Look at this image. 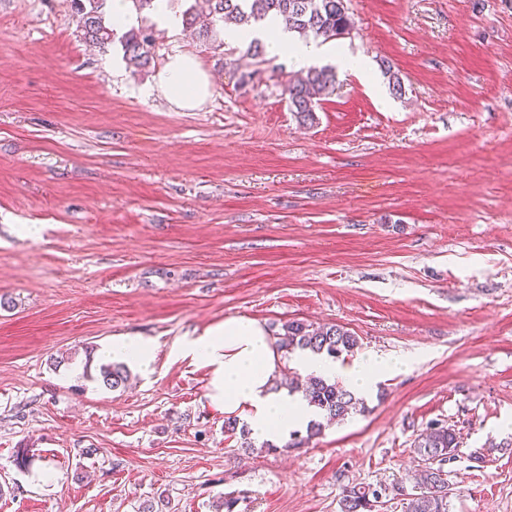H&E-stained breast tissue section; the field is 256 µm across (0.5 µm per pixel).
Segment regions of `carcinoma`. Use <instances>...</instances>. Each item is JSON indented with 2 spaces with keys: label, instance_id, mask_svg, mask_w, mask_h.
<instances>
[{
  "label": "carcinoma",
  "instance_id": "1",
  "mask_svg": "<svg viewBox=\"0 0 512 512\" xmlns=\"http://www.w3.org/2000/svg\"><path fill=\"white\" fill-rule=\"evenodd\" d=\"M210 22L201 30L215 48L223 47L220 34L224 26H257L268 19L282 21L288 31L300 36L333 40L348 35L354 23L347 0H208ZM81 13L85 40L98 47H106L119 40L127 63L135 69L146 68L152 59L153 35L150 27H132L117 35L112 24L105 23V0H73ZM335 74L328 67H312L289 77L284 84L288 106L302 125L313 122L315 107L321 97L334 90ZM283 334L276 347L280 351L309 350L336 358L351 352L359 344L358 337L346 328L333 324L313 326L302 321H289L282 326ZM87 357L84 376L103 387L115 391L125 386L128 367L122 362H102L92 366ZM308 403L326 417V422L343 420L358 409L365 411L363 399L336 381L319 376L309 378L305 389ZM458 448L453 430L440 424L432 425L414 440L413 449L419 457L418 468L401 481L371 486L362 483L347 485L342 490L340 512H381L390 498L405 492V483L411 484L412 494L406 498L405 512H448L450 489L443 465Z\"/></svg>",
  "mask_w": 512,
  "mask_h": 512
}]
</instances>
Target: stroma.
Segmentation results:
<instances>
[{"label": "stroma", "instance_id": "obj_1", "mask_svg": "<svg viewBox=\"0 0 512 512\" xmlns=\"http://www.w3.org/2000/svg\"><path fill=\"white\" fill-rule=\"evenodd\" d=\"M364 56L299 125L288 58L169 34L91 46L72 0H0V512H340L455 430L449 512H512V0H350ZM213 92L145 94L174 53ZM339 324L409 355L365 411L302 448L245 452L172 345L228 317ZM156 343L126 388L86 350ZM31 463L18 467L19 450ZM153 35L149 26L132 27L119 37L125 60L135 69L146 68L152 59Z\"/></svg>", "mask_w": 512, "mask_h": 512}]
</instances>
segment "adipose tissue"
<instances>
[{
	"label": "adipose tissue",
	"instance_id": "adipose-tissue-1",
	"mask_svg": "<svg viewBox=\"0 0 512 512\" xmlns=\"http://www.w3.org/2000/svg\"><path fill=\"white\" fill-rule=\"evenodd\" d=\"M254 39L264 44L269 56L288 57L296 69L311 66L327 51L340 69L350 71L367 85L375 83L366 59L352 54L348 47L336 45L323 49L315 42L297 39L283 24L274 22L248 31L232 28L224 31L225 42L231 44ZM154 87L182 111L199 109L212 92L207 75L199 69L194 57L185 53L169 57L164 69L157 74ZM155 349L153 340L122 337L105 346L99 357L106 362L123 361L146 370L155 360ZM171 352L210 368L208 398L222 405L226 414L242 418L258 440L286 438L317 416L302 394L273 391L272 378L278 355L267 329L256 319H225L200 336L174 343ZM292 363L300 372L339 379L358 396L370 394L383 377L405 373L411 366L408 358L377 352L341 363L299 351Z\"/></svg>",
	"mask_w": 512,
	"mask_h": 512
}]
</instances>
